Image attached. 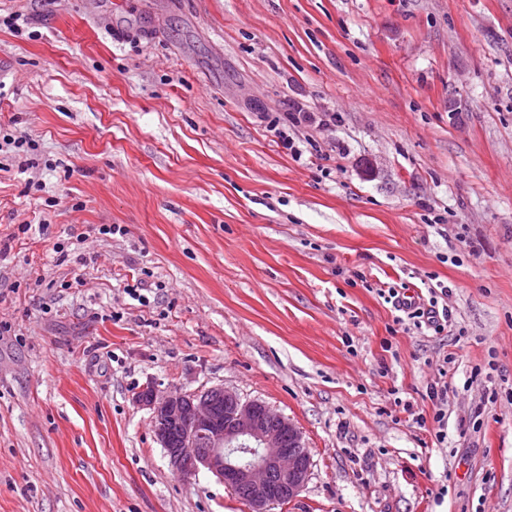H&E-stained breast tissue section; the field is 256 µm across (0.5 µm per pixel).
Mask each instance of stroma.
Instances as JSON below:
<instances>
[{
  "mask_svg": "<svg viewBox=\"0 0 512 512\" xmlns=\"http://www.w3.org/2000/svg\"><path fill=\"white\" fill-rule=\"evenodd\" d=\"M16 11L0 129L38 149L0 171V512H249L173 471L149 386L299 429L272 512H512V0ZM297 106L338 117L289 127L299 159L266 124ZM436 283L439 334L378 294Z\"/></svg>",
  "mask_w": 512,
  "mask_h": 512,
  "instance_id": "1",
  "label": "stroma"
}]
</instances>
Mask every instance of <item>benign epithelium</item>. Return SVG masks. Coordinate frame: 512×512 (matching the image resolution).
Returning <instances> with one entry per match:
<instances>
[{
  "instance_id": "1",
  "label": "benign epithelium",
  "mask_w": 512,
  "mask_h": 512,
  "mask_svg": "<svg viewBox=\"0 0 512 512\" xmlns=\"http://www.w3.org/2000/svg\"><path fill=\"white\" fill-rule=\"evenodd\" d=\"M139 402L151 410L154 434L175 473L191 477L204 468L233 490L248 489L250 512H271L280 504L274 479L292 497L309 479L311 458L300 431L261 401H243L236 393L213 386L200 393L165 394L149 387ZM174 425L182 431L183 448L169 447ZM284 429L295 447H284ZM201 435L209 442L205 453L194 448Z\"/></svg>"
}]
</instances>
